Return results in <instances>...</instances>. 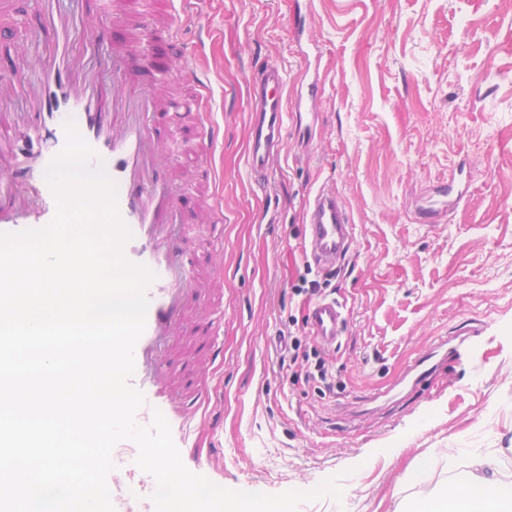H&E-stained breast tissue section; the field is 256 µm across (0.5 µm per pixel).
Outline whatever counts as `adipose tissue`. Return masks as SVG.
<instances>
[{"label":"adipose tissue","instance_id":"adipose-tissue-1","mask_svg":"<svg viewBox=\"0 0 512 512\" xmlns=\"http://www.w3.org/2000/svg\"><path fill=\"white\" fill-rule=\"evenodd\" d=\"M485 458H473L466 479L445 482L421 512H512V481L487 475Z\"/></svg>","mask_w":512,"mask_h":512}]
</instances>
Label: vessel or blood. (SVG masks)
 Returning a JSON list of instances; mask_svg holds the SVG:
<instances>
[{
  "instance_id": "vessel-or-blood-1",
  "label": "vessel or blood",
  "mask_w": 512,
  "mask_h": 512,
  "mask_svg": "<svg viewBox=\"0 0 512 512\" xmlns=\"http://www.w3.org/2000/svg\"><path fill=\"white\" fill-rule=\"evenodd\" d=\"M96 15L78 23L61 12L56 0H37L36 26L50 31L54 54L50 62H36L27 45L16 49L20 82L0 87V97L21 95L23 120L12 137L0 136V197H12L10 206H0V233L47 226L56 212L52 189L44 171L63 149L66 121H73L79 135L102 160L117 189L119 214L132 232L124 247L126 259L148 267L154 274L146 288L149 306L146 326L134 350L135 371L131 385L151 394L157 408L172 419L187 422L209 403V387L195 380L190 365L174 367L167 359L186 324L201 335V351L209 361L223 358L212 319L188 321L202 281L192 262L186 261L175 244L181 201L170 189L173 175L166 152L154 135L153 126L167 115L169 102L152 90L143 77L158 73L165 78L191 83L197 90L194 104L201 146L221 138V128L206 107L211 87L196 68L150 54L147 46L155 28L152 15L140 13L133 0H95ZM111 18L121 28L112 54L102 56L98 71L87 68L81 54L71 49L75 38L89 46L101 45L107 30L102 18ZM252 118L246 164L257 183L268 179L272 159L286 137L288 96L282 68L266 64L251 85ZM221 192H213L207 212L199 223L210 225L213 242L224 238L218 216ZM308 231L302 251L320 268L330 270L347 255L354 243L351 215L334 187L317 191L305 210ZM346 324L345 306L334 299L314 304L308 326L312 335L327 346L335 345Z\"/></svg>"
}]
</instances>
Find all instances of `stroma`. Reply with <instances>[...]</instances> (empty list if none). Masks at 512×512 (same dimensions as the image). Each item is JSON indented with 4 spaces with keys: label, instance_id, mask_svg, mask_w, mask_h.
<instances>
[{
    "label": "stroma",
    "instance_id": "35a3bbf8",
    "mask_svg": "<svg viewBox=\"0 0 512 512\" xmlns=\"http://www.w3.org/2000/svg\"><path fill=\"white\" fill-rule=\"evenodd\" d=\"M178 40L154 48L202 63L214 88L212 120L224 139L193 142L176 163L183 201L198 205L204 169L223 181L224 242L205 226L183 241L187 259L222 264L221 292L199 306L219 321L223 363H209L187 334L171 362L196 359L217 391L189 424L171 422L184 465L214 484L276 495L339 477L340 498L298 512H395L426 490L406 479L436 455L432 484L461 477L471 456L512 478V8L503 0H304L301 17L280 0H194ZM35 0L0 16V86L16 81L15 45ZM205 41L204 59L196 57ZM278 63L289 92L319 78L305 137L289 135L264 186L246 169L259 69ZM335 185L355 225L338 267L312 269L320 297L348 312L336 346L323 349L332 388L280 367V332L303 351L320 347L309 304L292 284L304 204ZM453 185L449 205L440 189ZM214 262V263H215ZM447 340L430 381L394 386L424 350ZM115 512H137L154 482L134 453L115 446Z\"/></svg>",
    "mask_w": 512,
    "mask_h": 512
}]
</instances>
